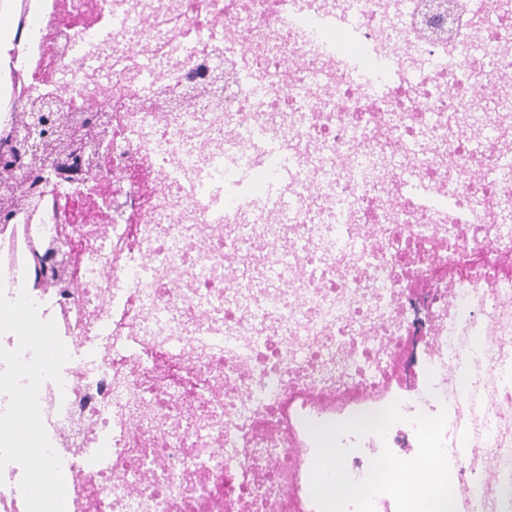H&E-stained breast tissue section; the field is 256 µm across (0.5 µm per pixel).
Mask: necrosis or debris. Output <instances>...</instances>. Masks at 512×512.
Segmentation results:
<instances>
[{"instance_id": "1", "label": "necrosis or debris", "mask_w": 512, "mask_h": 512, "mask_svg": "<svg viewBox=\"0 0 512 512\" xmlns=\"http://www.w3.org/2000/svg\"><path fill=\"white\" fill-rule=\"evenodd\" d=\"M428 12L0 0V180L30 190L0 289L70 355L39 394L66 512H317L310 425L391 407L341 436L353 478L442 412L456 512H512V13ZM42 97L108 116L96 167L12 157Z\"/></svg>"}]
</instances>
